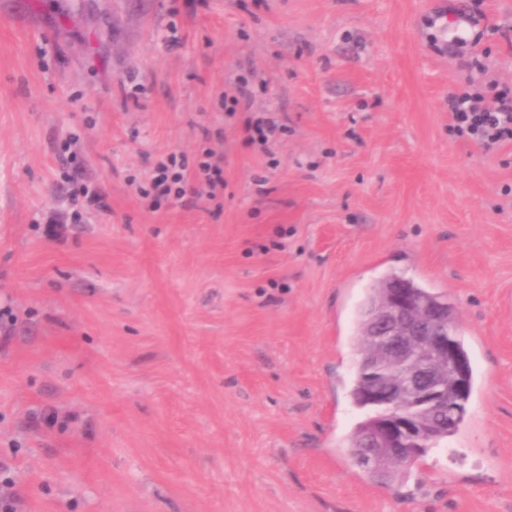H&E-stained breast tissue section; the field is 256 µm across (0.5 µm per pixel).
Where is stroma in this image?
I'll return each instance as SVG.
<instances>
[{
  "label": "stroma",
  "mask_w": 512,
  "mask_h": 512,
  "mask_svg": "<svg viewBox=\"0 0 512 512\" xmlns=\"http://www.w3.org/2000/svg\"><path fill=\"white\" fill-rule=\"evenodd\" d=\"M506 85L512 0H0L18 512H512V142L448 132L449 93ZM209 148L216 199L140 194ZM388 275L455 306L474 374L456 456L399 487L348 453Z\"/></svg>",
  "instance_id": "obj_1"
}]
</instances>
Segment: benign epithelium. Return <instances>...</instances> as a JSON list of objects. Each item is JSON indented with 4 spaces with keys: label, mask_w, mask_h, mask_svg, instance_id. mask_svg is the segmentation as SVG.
I'll list each match as a JSON object with an SVG mask.
<instances>
[{
    "label": "benign epithelium",
    "mask_w": 512,
    "mask_h": 512,
    "mask_svg": "<svg viewBox=\"0 0 512 512\" xmlns=\"http://www.w3.org/2000/svg\"><path fill=\"white\" fill-rule=\"evenodd\" d=\"M446 314L448 301L426 306L413 289L397 281L382 304L368 311L360 362L372 378L362 399L381 407L382 414L361 437L360 461L366 471L387 458L411 462L435 442L438 427L419 422L403 399L443 417L448 428L466 403L470 364L459 355L453 332L442 325ZM447 372L455 379L454 401L445 400L441 391Z\"/></svg>",
    "instance_id": "7a95c632"
}]
</instances>
